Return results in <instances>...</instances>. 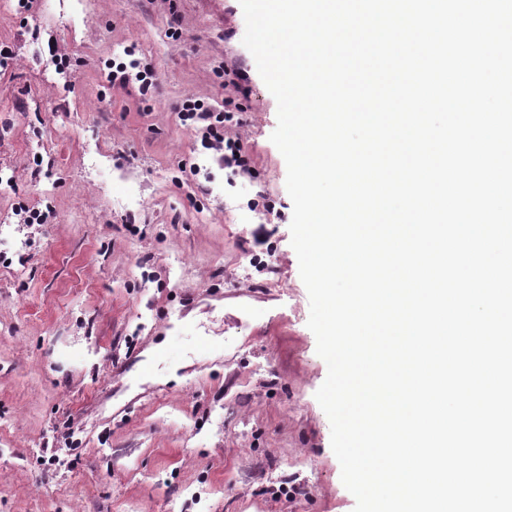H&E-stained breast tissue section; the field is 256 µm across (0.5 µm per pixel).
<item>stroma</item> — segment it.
Returning a JSON list of instances; mask_svg holds the SVG:
<instances>
[{"label":"stroma","mask_w":512,"mask_h":512,"mask_svg":"<svg viewBox=\"0 0 512 512\" xmlns=\"http://www.w3.org/2000/svg\"><path fill=\"white\" fill-rule=\"evenodd\" d=\"M245 29L239 0H0V512H353ZM188 97L241 107L253 177L195 148ZM107 69L106 80L109 84L138 85V91L142 95L147 94L155 84L156 74L151 64L141 66L139 62H131L129 65L123 62L118 64L114 62L107 66Z\"/></svg>","instance_id":"35a3bbf8"}]
</instances>
